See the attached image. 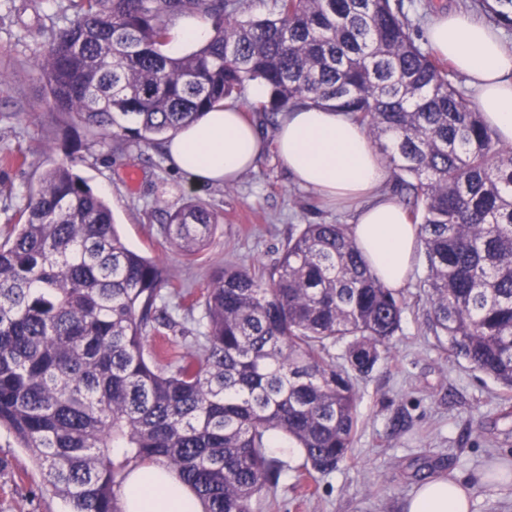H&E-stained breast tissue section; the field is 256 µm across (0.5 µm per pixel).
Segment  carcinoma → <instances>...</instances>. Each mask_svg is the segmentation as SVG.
I'll list each match as a JSON object with an SVG mask.
<instances>
[{"label":"carcinoma","mask_w":512,"mask_h":512,"mask_svg":"<svg viewBox=\"0 0 512 512\" xmlns=\"http://www.w3.org/2000/svg\"><path fill=\"white\" fill-rule=\"evenodd\" d=\"M67 0L74 19L37 67L49 109L113 150L159 144L252 83L254 108L331 106L363 124L395 176L426 257L420 293L450 356L512 391V143L488 128L446 60L412 37L402 0ZM512 30V0H470ZM212 35L163 51L175 21ZM217 215L188 202L167 238L188 258ZM169 285L131 249L105 199L65 164L45 168L0 243V429L70 512H123L132 472L176 475L202 512H250L274 484L281 435L307 474L336 469L357 429L354 379L401 328L405 289L385 287L345 224H303L271 268L226 266L196 298L205 330L167 356ZM341 349L340 360L331 354Z\"/></svg>","instance_id":"obj_1"}]
</instances>
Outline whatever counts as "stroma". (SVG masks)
<instances>
[{
	"mask_svg": "<svg viewBox=\"0 0 512 512\" xmlns=\"http://www.w3.org/2000/svg\"><path fill=\"white\" fill-rule=\"evenodd\" d=\"M463 0H404L413 35L427 45L438 13ZM66 0H9L0 8V234L30 184L63 162L108 202L126 243L157 259L179 288L202 294L210 273L235 265L272 267L303 224H349L350 210L296 185L275 151L256 169L223 185H196L171 168L161 147L139 144L116 153L76 118L50 112L35 56L63 23ZM219 216L194 258L163 234L168 215L188 199ZM358 431L347 460L303 477L290 443L268 448L281 469L251 512H402L403 503L439 475L472 479V512H512V411L500 388L451 357L431 327L425 302H410L389 353L355 381ZM0 512H69L14 436L0 430Z\"/></svg>",
	"mask_w": 512,
	"mask_h": 512,
	"instance_id": "stroma-1",
	"label": "stroma"
}]
</instances>
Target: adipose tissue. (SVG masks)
<instances>
[{
	"instance_id": "adipose-tissue-1",
	"label": "adipose tissue",
	"mask_w": 512,
	"mask_h": 512,
	"mask_svg": "<svg viewBox=\"0 0 512 512\" xmlns=\"http://www.w3.org/2000/svg\"><path fill=\"white\" fill-rule=\"evenodd\" d=\"M431 49L448 60L475 93V105L499 138L512 143V53L498 30L464 11L436 17ZM293 181L319 198L357 204L349 231L380 281L401 288L418 248L407 209L383 189L388 166L365 128L332 108L299 105L281 112L273 141L240 110L217 107L165 142L170 165L197 184H223L255 168L268 144ZM472 485L435 477L408 499L404 512H471ZM124 512H200L192 491L157 466L141 468L126 484Z\"/></svg>"
}]
</instances>
